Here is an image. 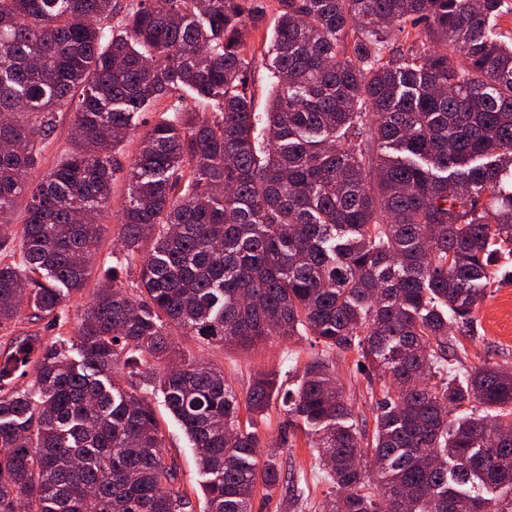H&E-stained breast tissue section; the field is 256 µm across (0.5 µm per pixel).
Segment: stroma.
I'll return each mask as SVG.
<instances>
[{"mask_svg": "<svg viewBox=\"0 0 512 512\" xmlns=\"http://www.w3.org/2000/svg\"><path fill=\"white\" fill-rule=\"evenodd\" d=\"M508 272L493 286L481 303L475 329L453 328L459 342L457 355L463 366L474 369L484 366H512V261ZM88 302L87 297H74L69 302L65 322L53 325L47 321L29 320L20 316L10 327L0 329V360L8 356L16 338L34 336L36 349L64 340L71 360H78L75 328ZM176 347L189 351L224 371L237 396H245L254 373H277L283 388H291L306 364L327 358L343 391L345 401L356 420L365 429L374 426L376 405L371 400L365 375L357 367L356 352L324 354L321 345L307 336L274 338L252 350L223 349L199 343L190 336H175ZM152 406L164 433V455L178 473L176 490L187 496L188 512H204L205 501L200 485L195 450L180 423L167 410L162 396L152 398ZM267 422L258 430L266 446L275 449L280 465L281 482L275 489L257 490L251 512H323L327 486L323 472L316 466L305 433L293 427L280 399L269 406Z\"/></svg>", "mask_w": 512, "mask_h": 512, "instance_id": "obj_1", "label": "stroma"}]
</instances>
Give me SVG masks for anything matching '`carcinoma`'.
Returning a JSON list of instances; mask_svg holds the SVG:
<instances>
[{
  "instance_id": "1",
  "label": "carcinoma",
  "mask_w": 512,
  "mask_h": 512,
  "mask_svg": "<svg viewBox=\"0 0 512 512\" xmlns=\"http://www.w3.org/2000/svg\"><path fill=\"white\" fill-rule=\"evenodd\" d=\"M272 88L254 135L257 0H0V220L26 200L20 261L0 260V328L57 320L89 279L112 182H127L122 261L76 327L81 362L21 342L0 386V512H185L149 402L162 393L198 453L205 512H250L279 484L256 426L282 394L326 474L328 512H512V371H461L471 325L512 254V46L503 0H278ZM417 37L393 50L392 30ZM189 94L203 111L144 134ZM71 149L31 184L56 114ZM135 266L127 293L120 274ZM179 331L253 349L313 336L355 351L382 398L371 437L325 360L293 390L180 359ZM173 102L174 98L163 99L156 104V110L152 109L141 113L134 134L124 143L122 150L117 155L118 160L121 163L126 165L128 161L136 154L141 136L152 124L161 118L162 113H166L165 116L169 117L173 115V112H162L163 110H166L168 106Z\"/></svg>"
}]
</instances>
